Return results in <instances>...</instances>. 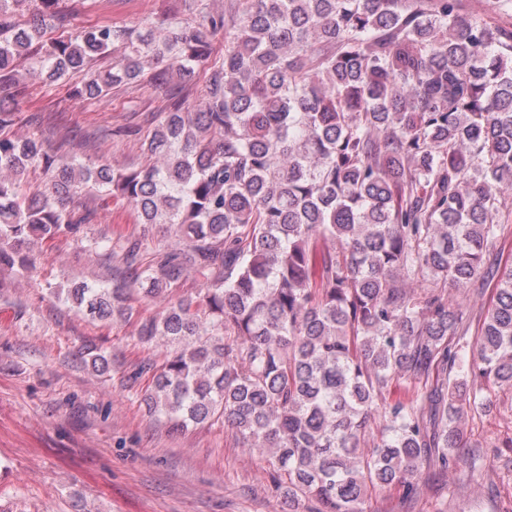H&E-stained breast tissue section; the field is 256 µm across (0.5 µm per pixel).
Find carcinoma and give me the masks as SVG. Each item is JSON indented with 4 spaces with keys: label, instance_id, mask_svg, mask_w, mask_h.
Wrapping results in <instances>:
<instances>
[{
    "label": "carcinoma",
    "instance_id": "obj_1",
    "mask_svg": "<svg viewBox=\"0 0 512 512\" xmlns=\"http://www.w3.org/2000/svg\"><path fill=\"white\" fill-rule=\"evenodd\" d=\"M58 2L20 23L25 0H0V269L27 273L34 243L72 238L121 269L66 289L78 313L129 321L133 293L167 296L137 326L163 347L149 412L224 421L318 512H365L392 487L409 498L431 468L480 475L460 422L512 388V263L485 272L512 241V30L458 0H228L222 15L193 0L179 27L44 41ZM21 60L51 83L83 74L75 100L175 76L202 81L205 104L177 93L153 113L146 166L82 165L10 133L32 102ZM37 169L47 183L29 195ZM87 187L140 232L87 238L73 206ZM478 281L492 304L475 320L458 297ZM394 381L408 397L390 403Z\"/></svg>",
    "mask_w": 512,
    "mask_h": 512
}]
</instances>
